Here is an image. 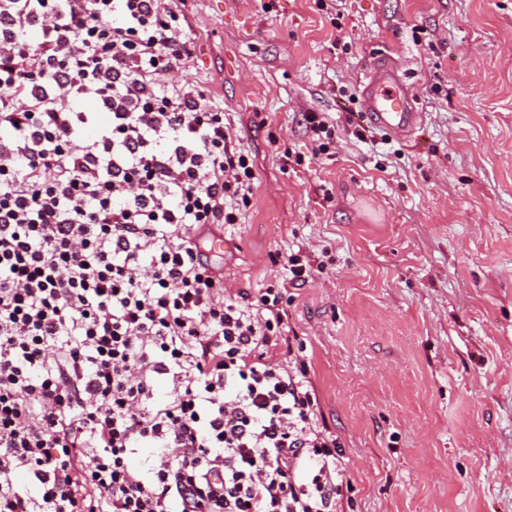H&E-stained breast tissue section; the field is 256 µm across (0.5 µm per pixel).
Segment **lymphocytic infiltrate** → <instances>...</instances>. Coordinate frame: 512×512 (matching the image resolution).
<instances>
[{"label":"lymphocytic infiltrate","mask_w":512,"mask_h":512,"mask_svg":"<svg viewBox=\"0 0 512 512\" xmlns=\"http://www.w3.org/2000/svg\"><path fill=\"white\" fill-rule=\"evenodd\" d=\"M182 2L0 0V512H333L284 322L313 265L228 299L196 236L238 223L255 164L174 79Z\"/></svg>","instance_id":"obj_1"}]
</instances>
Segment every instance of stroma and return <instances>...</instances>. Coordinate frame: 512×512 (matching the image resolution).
Instances as JSON below:
<instances>
[{
  "label": "stroma",
  "mask_w": 512,
  "mask_h": 512,
  "mask_svg": "<svg viewBox=\"0 0 512 512\" xmlns=\"http://www.w3.org/2000/svg\"><path fill=\"white\" fill-rule=\"evenodd\" d=\"M321 2L184 0L180 79L256 164L211 260L253 298L281 275L272 253L319 255L288 332L342 445L339 512H512V0ZM383 60L414 91L411 137L362 113ZM306 112L335 124L334 156ZM320 112L303 114L306 132L310 134L313 150L317 154L332 156L331 147L335 138V127Z\"/></svg>",
  "instance_id": "1"
}]
</instances>
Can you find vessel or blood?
Listing matches in <instances>:
<instances>
[{
    "label": "vessel or blood",
    "instance_id": "vessel-or-blood-1",
    "mask_svg": "<svg viewBox=\"0 0 512 512\" xmlns=\"http://www.w3.org/2000/svg\"><path fill=\"white\" fill-rule=\"evenodd\" d=\"M364 104L373 121L389 131L407 133L415 125L412 95L391 66H374L365 86Z\"/></svg>",
    "mask_w": 512,
    "mask_h": 512
}]
</instances>
